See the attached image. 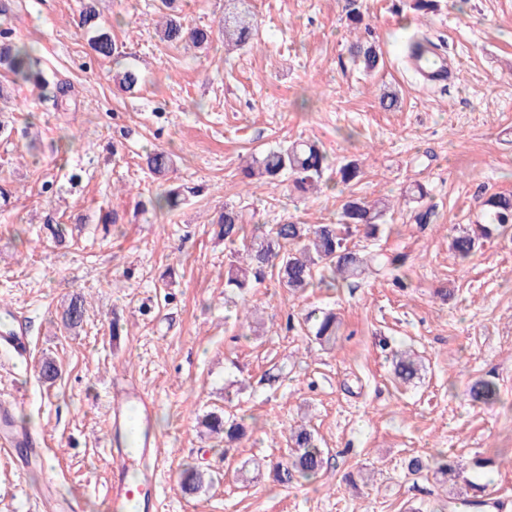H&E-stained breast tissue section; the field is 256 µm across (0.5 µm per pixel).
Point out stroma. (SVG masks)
Wrapping results in <instances>:
<instances>
[{"mask_svg":"<svg viewBox=\"0 0 512 512\" xmlns=\"http://www.w3.org/2000/svg\"><path fill=\"white\" fill-rule=\"evenodd\" d=\"M97 3L108 58L88 45L81 0H10L0 14V31L34 43L39 68L67 90L60 108L0 69V302L22 311L32 342L27 360L0 353V401H20L18 420L47 443L22 468L0 456V512L40 501L109 512L108 405L127 377L155 401L161 512H435L444 487L405 463L440 450L492 459L473 479L512 512V235L465 261L450 248L486 195L512 193V0H439L427 15L411 0H363L384 54L368 76L350 60L340 0H249L256 35L230 52L226 0H177L188 27L211 30L201 47L160 41L161 0ZM419 28L457 66L454 81L423 85L406 62ZM128 66L143 78L132 93L114 81ZM385 92L399 98L393 111L378 104ZM299 138L333 164L358 161L360 177L324 179L302 198L244 180L243 156ZM155 149L173 156L166 176L146 165ZM416 181L434 203L425 228L400 201ZM174 189L180 205L158 210ZM351 194L394 208L378 238L356 233L350 247L400 252L405 265L297 295L265 278L247 297L262 319L250 331L224 301L228 251L213 216L230 204L253 224H333ZM77 297L84 320L70 329L61 316ZM329 308L341 326L323 347L305 318ZM399 348L422 360L408 385L393 375ZM46 358L60 369L51 383ZM478 379L497 385L495 404L472 400ZM216 407L250 416L251 436L225 448L198 423ZM300 423L327 461L315 481L284 484L273 468ZM188 466L214 477L192 498L179 487ZM241 468L249 484L236 482Z\"/></svg>","mask_w":512,"mask_h":512,"instance_id":"1","label":"stroma"}]
</instances>
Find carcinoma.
I'll return each instance as SVG.
<instances>
[{"instance_id": "obj_1", "label": "carcinoma", "mask_w": 512, "mask_h": 512, "mask_svg": "<svg viewBox=\"0 0 512 512\" xmlns=\"http://www.w3.org/2000/svg\"><path fill=\"white\" fill-rule=\"evenodd\" d=\"M342 10L353 24L363 22L360 0H344ZM160 39L167 43L191 42L200 47L209 43L211 32L203 28L188 29L181 18L173 13L159 30ZM253 21L249 9L224 12V41L226 45L242 47L252 40ZM91 49L102 57L113 52L110 35L97 30L90 39ZM436 45L428 36L421 33L411 39L406 46V54L416 60L430 57L435 64H444L437 53ZM33 45L25 42L0 44V65L7 68L16 78L34 82L40 87H48L50 79L32 69ZM353 63L366 73L375 71L381 61L379 46L372 37L370 26L364 27V35L350 46ZM120 90L130 92L139 84L137 71L130 67L116 77ZM171 154L157 150L147 158V166L158 176L165 175L171 168ZM329 169L328 158L322 147L314 141H298L270 148L258 157L245 160L244 177L262 180L275 187L284 181L291 182L295 191L307 194L318 188L324 172ZM360 175V165L349 161L336 168V180L344 185L350 184ZM405 202H414L418 207L411 212L416 224H427L433 214V205L429 203L430 193L421 183L408 187L402 194ZM484 222L475 225L469 231L456 236L452 248L456 255L468 259L480 240L490 237L495 231L512 229V194L494 193L487 196L483 203ZM391 210L388 201L369 203L360 198H349L342 206L340 222L336 224H299L286 221L282 224L253 225L247 232L246 216L234 206H224V211L216 219L218 234L224 238V245L230 249L231 263L224 283L226 291L246 298L255 284L265 275H271L280 287L292 294L303 293L310 288L333 287L338 279L343 281L359 279L382 269L396 271L406 260L403 253L388 255L383 252L359 253L348 244V238L355 231H363L366 238H376L380 233L382 218ZM84 307L81 300L70 302L64 312V322L75 328L83 321ZM340 322L332 310L322 312L315 318L311 333L321 346L333 345L338 336ZM417 363L405 352L395 355L394 372L398 378L411 381L418 375ZM499 395L498 387L488 380H478L471 387V396L475 401L493 403ZM201 424L210 434L224 436V445L229 447L244 438L249 425L244 415H228L224 411L209 412L203 415ZM291 453L285 465L276 470L281 482L297 476L305 481L317 478L326 463L325 450L320 448L314 431L303 426L289 429ZM410 473L417 475L431 472L441 482L462 481L473 495L457 499V503L466 509H480L485 501L480 496L483 486L464 477L466 466L458 461L447 459L438 454L426 459L413 457L407 462ZM212 478L203 470L188 468L180 477L181 489L193 495L210 486Z\"/></svg>"}]
</instances>
